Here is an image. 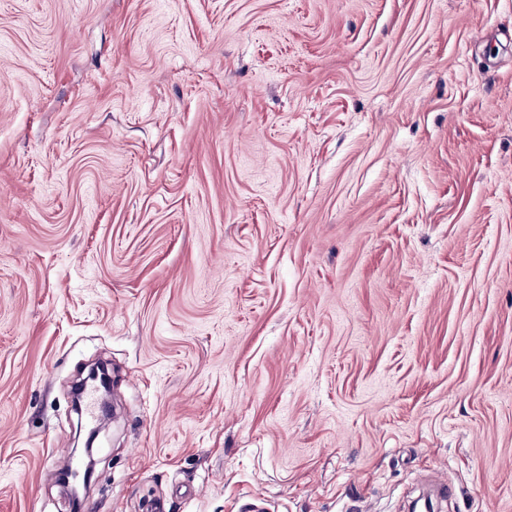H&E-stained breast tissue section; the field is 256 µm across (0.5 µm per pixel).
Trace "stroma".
I'll use <instances>...</instances> for the list:
<instances>
[{
    "instance_id": "35a3bbf8",
    "label": "stroma",
    "mask_w": 512,
    "mask_h": 512,
    "mask_svg": "<svg viewBox=\"0 0 512 512\" xmlns=\"http://www.w3.org/2000/svg\"><path fill=\"white\" fill-rule=\"evenodd\" d=\"M512 512V0H0V512Z\"/></svg>"
}]
</instances>
